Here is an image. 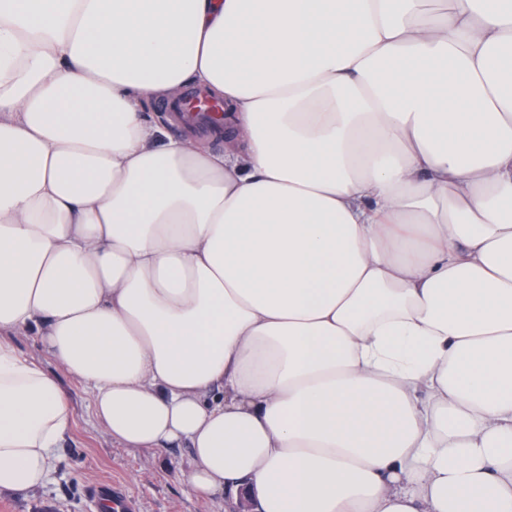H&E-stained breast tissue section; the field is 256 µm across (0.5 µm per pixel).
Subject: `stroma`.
Returning <instances> with one entry per match:
<instances>
[{
	"label": "stroma",
	"instance_id": "obj_1",
	"mask_svg": "<svg viewBox=\"0 0 512 512\" xmlns=\"http://www.w3.org/2000/svg\"><path fill=\"white\" fill-rule=\"evenodd\" d=\"M60 380L71 398L74 423L61 444L52 479L25 497L1 494L0 512H92L91 494L103 482L133 499L136 512H231L235 499L199 498L180 482L188 449L152 453L105 441L87 387L66 374Z\"/></svg>",
	"mask_w": 512,
	"mask_h": 512
}]
</instances>
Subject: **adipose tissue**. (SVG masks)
<instances>
[{"mask_svg": "<svg viewBox=\"0 0 512 512\" xmlns=\"http://www.w3.org/2000/svg\"><path fill=\"white\" fill-rule=\"evenodd\" d=\"M61 369L199 497L512 512V0H0V494ZM13 344L17 351L26 357H35L50 370H56V365L44 351L40 336L35 332L26 335L12 336Z\"/></svg>", "mask_w": 512, "mask_h": 512, "instance_id": "1", "label": "adipose tissue"}]
</instances>
